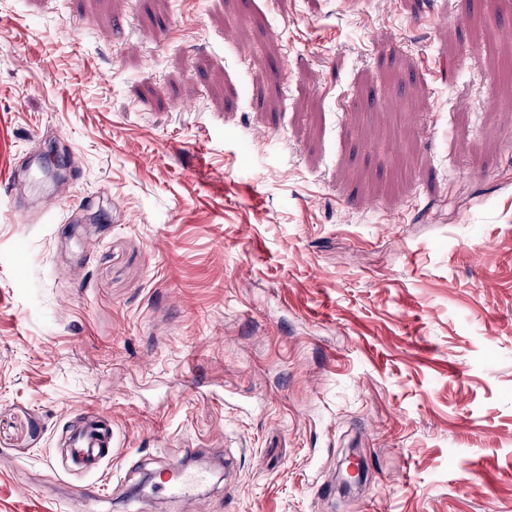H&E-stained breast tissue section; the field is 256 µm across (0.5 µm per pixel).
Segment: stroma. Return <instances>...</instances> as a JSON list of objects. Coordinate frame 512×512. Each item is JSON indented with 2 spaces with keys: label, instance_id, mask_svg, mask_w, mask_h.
Instances as JSON below:
<instances>
[{
  "label": "stroma",
  "instance_id": "obj_1",
  "mask_svg": "<svg viewBox=\"0 0 512 512\" xmlns=\"http://www.w3.org/2000/svg\"><path fill=\"white\" fill-rule=\"evenodd\" d=\"M508 27L0 0V512H186L135 488L202 449V512H512ZM84 448L79 460L88 472H96L112 458V424L104 419L82 421L75 443Z\"/></svg>",
  "mask_w": 512,
  "mask_h": 512
}]
</instances>
